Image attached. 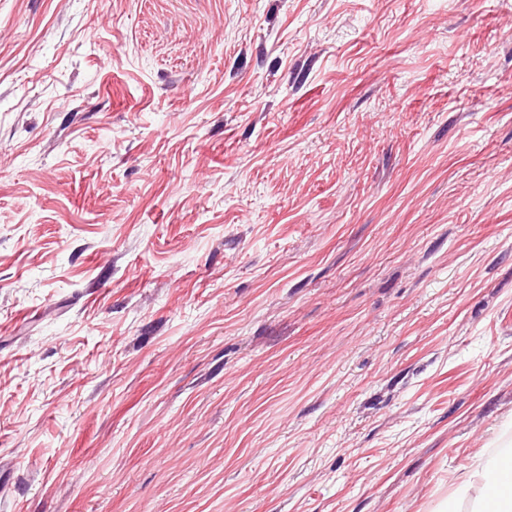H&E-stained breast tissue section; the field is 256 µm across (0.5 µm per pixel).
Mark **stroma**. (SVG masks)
<instances>
[{"mask_svg":"<svg viewBox=\"0 0 512 512\" xmlns=\"http://www.w3.org/2000/svg\"><path fill=\"white\" fill-rule=\"evenodd\" d=\"M512 423V0H0V512H470Z\"/></svg>","mask_w":512,"mask_h":512,"instance_id":"stroma-1","label":"stroma"}]
</instances>
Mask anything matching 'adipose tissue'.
<instances>
[{"instance_id": "adipose-tissue-1", "label": "adipose tissue", "mask_w": 512, "mask_h": 512, "mask_svg": "<svg viewBox=\"0 0 512 512\" xmlns=\"http://www.w3.org/2000/svg\"><path fill=\"white\" fill-rule=\"evenodd\" d=\"M474 492L492 499L494 505L490 508L478 505L473 512H512V455L486 457L457 489V495L462 499Z\"/></svg>"}]
</instances>
